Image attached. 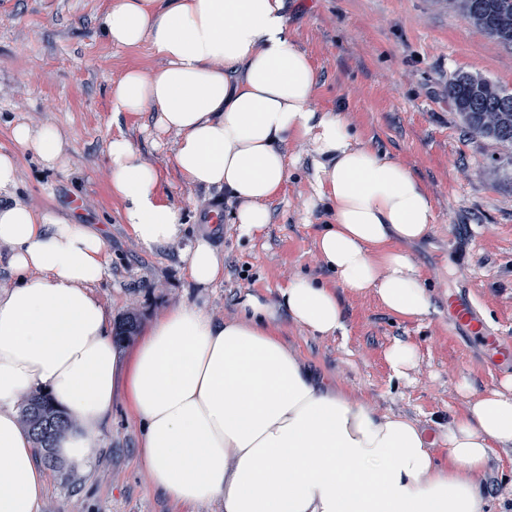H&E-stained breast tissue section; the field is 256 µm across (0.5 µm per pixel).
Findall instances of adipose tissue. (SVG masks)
<instances>
[{
    "instance_id": "1",
    "label": "adipose tissue",
    "mask_w": 512,
    "mask_h": 512,
    "mask_svg": "<svg viewBox=\"0 0 512 512\" xmlns=\"http://www.w3.org/2000/svg\"><path fill=\"white\" fill-rule=\"evenodd\" d=\"M103 32L117 47L149 43L163 67L113 83L114 116L153 112L180 139L187 182L225 189L234 222L267 224L284 186L288 139L308 140L314 190L332 214L318 237L326 265L355 293L373 292L405 318L432 297L404 244L435 222L431 198L400 161L353 141L348 123L310 106L315 69L288 36L284 0H112ZM21 151L46 168L66 162L52 126L15 125ZM122 221L146 247L177 240L182 215L159 170L124 135L108 144ZM0 244L16 283L0 292V512H36L46 488L19 394H49L78 425L58 454L87 467L117 396L140 423L141 462L172 501H219L224 512H483L479 476L494 445L512 443V379L479 394L443 436L440 464L422 430L374 414L315 377L279 337L281 312L321 336L341 329L335 292L298 277L270 300L248 294L243 317L214 322L173 306L127 359L113 348L109 311L92 290L107 277L106 241L88 226L19 204L0 206ZM208 287L224 259L196 235L184 256Z\"/></svg>"
}]
</instances>
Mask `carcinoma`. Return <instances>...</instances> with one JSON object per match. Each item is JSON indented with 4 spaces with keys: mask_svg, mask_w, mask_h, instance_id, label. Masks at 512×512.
Returning a JSON list of instances; mask_svg holds the SVG:
<instances>
[{
    "mask_svg": "<svg viewBox=\"0 0 512 512\" xmlns=\"http://www.w3.org/2000/svg\"><path fill=\"white\" fill-rule=\"evenodd\" d=\"M480 33L512 47V0H452ZM448 98L462 125L479 137L512 153V92L467 72L448 78ZM20 422L32 436L45 463L55 467L54 448L73 424L45 394L27 393L19 404Z\"/></svg>",
    "mask_w": 512,
    "mask_h": 512,
    "instance_id": "obj_1",
    "label": "carcinoma"
}]
</instances>
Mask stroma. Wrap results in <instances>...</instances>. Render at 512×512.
Here are the masks:
<instances>
[{
	"label": "stroma",
	"mask_w": 512,
	"mask_h": 512,
	"mask_svg": "<svg viewBox=\"0 0 512 512\" xmlns=\"http://www.w3.org/2000/svg\"><path fill=\"white\" fill-rule=\"evenodd\" d=\"M110 4L0 0V152L19 158L12 201L101 232L110 275L94 294L113 323L135 314L142 333L181 302L226 321L239 316L245 294L270 299L298 277L334 288L343 331L318 336L285 315L283 342L350 398L416 421L436 457L447 461L443 432L478 394L512 376V360L456 328L448 311L449 296L469 294L489 329L512 342V168L491 141L464 133L448 100V78L470 72L512 91V48L473 29L450 0H285L290 39L316 72L311 108L342 113L359 146L401 161L431 197L435 222L405 250L433 307L407 319L374 294L341 287L322 261L317 240L330 213L314 195L310 142L284 144L288 180L267 203L268 224L244 235L226 191L190 184L175 168V131L161 128L150 112L113 118L111 82L161 60L146 44L112 46L101 28ZM19 123L56 127L66 166L46 169L20 152L12 138ZM119 133L161 171L165 193L183 215L177 241L148 248L123 224L107 159ZM202 230L224 256L223 277L207 288L190 279L183 259ZM398 341L416 350L402 378L386 360ZM139 437L124 401L113 403L99 429L95 463L86 470L47 467L38 512H221L219 502L179 505L155 488L140 461ZM480 483L494 487L484 512H512L511 450H496Z\"/></svg>",
	"instance_id": "obj_1"
}]
</instances>
